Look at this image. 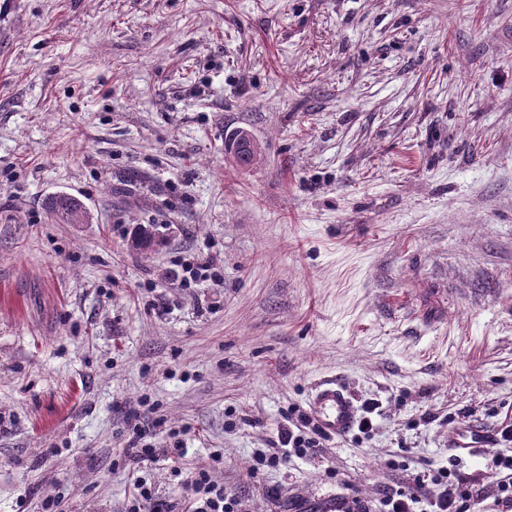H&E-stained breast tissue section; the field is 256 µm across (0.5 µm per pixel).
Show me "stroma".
<instances>
[{
  "mask_svg": "<svg viewBox=\"0 0 512 512\" xmlns=\"http://www.w3.org/2000/svg\"><path fill=\"white\" fill-rule=\"evenodd\" d=\"M327 379L373 432L258 466ZM143 399L167 512L374 507L512 420V0H0V512H126ZM45 205L54 220L74 224L81 220L84 223L88 219V213L81 200L68 194H55L46 199ZM132 425V436L129 439V448H124L125 461L129 470H137L147 461L154 460L160 454L161 448H153L151 444L145 443L148 437H152L153 431L148 424H144L145 416L139 410L129 413ZM143 420V422L141 421ZM191 490V512H239V502L232 494L224 493V486L217 484L204 469L198 470L187 482Z\"/></svg>",
  "mask_w": 512,
  "mask_h": 512,
  "instance_id": "35a3bbf8",
  "label": "stroma"
}]
</instances>
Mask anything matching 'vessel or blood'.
I'll return each instance as SVG.
<instances>
[{
  "label": "vessel or blood",
  "instance_id": "obj_1",
  "mask_svg": "<svg viewBox=\"0 0 512 512\" xmlns=\"http://www.w3.org/2000/svg\"><path fill=\"white\" fill-rule=\"evenodd\" d=\"M308 412L318 428L332 437L350 434L359 418V408L353 397L341 384L333 381L315 387L308 400ZM491 443V433L470 426L456 430L448 446L459 456L475 457Z\"/></svg>",
  "mask_w": 512,
  "mask_h": 512
}]
</instances>
